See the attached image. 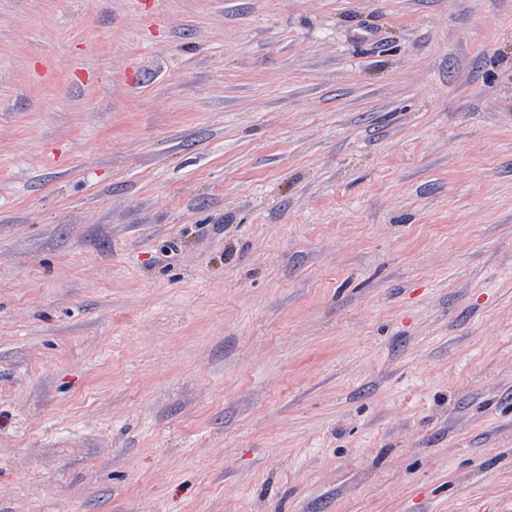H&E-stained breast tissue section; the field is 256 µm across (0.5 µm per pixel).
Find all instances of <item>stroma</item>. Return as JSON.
<instances>
[{
    "label": "stroma",
    "instance_id": "stroma-1",
    "mask_svg": "<svg viewBox=\"0 0 512 512\" xmlns=\"http://www.w3.org/2000/svg\"><path fill=\"white\" fill-rule=\"evenodd\" d=\"M0 512H512V0H0Z\"/></svg>",
    "mask_w": 512,
    "mask_h": 512
}]
</instances>
